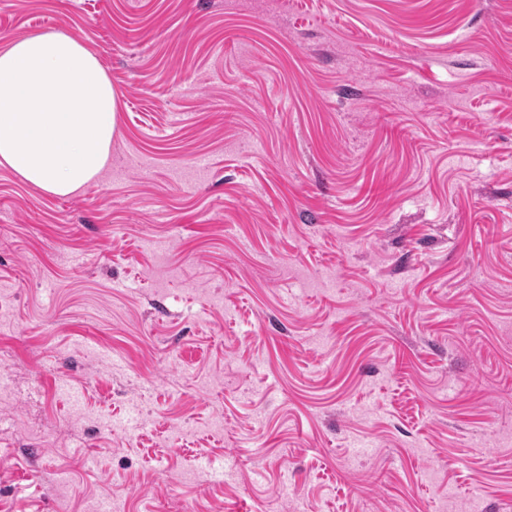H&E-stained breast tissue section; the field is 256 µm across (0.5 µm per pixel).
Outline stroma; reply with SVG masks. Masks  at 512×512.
I'll return each mask as SVG.
<instances>
[{"label":"stroma","mask_w":512,"mask_h":512,"mask_svg":"<svg viewBox=\"0 0 512 512\" xmlns=\"http://www.w3.org/2000/svg\"><path fill=\"white\" fill-rule=\"evenodd\" d=\"M119 94L0 166V512H512V0H0Z\"/></svg>","instance_id":"obj_1"}]
</instances>
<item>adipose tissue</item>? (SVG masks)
Returning <instances> with one entry per match:
<instances>
[{
	"instance_id": "adipose-tissue-1",
	"label": "adipose tissue",
	"mask_w": 512,
	"mask_h": 512,
	"mask_svg": "<svg viewBox=\"0 0 512 512\" xmlns=\"http://www.w3.org/2000/svg\"><path fill=\"white\" fill-rule=\"evenodd\" d=\"M118 93L96 55L61 32L0 50V166L55 196H68L106 167Z\"/></svg>"
}]
</instances>
